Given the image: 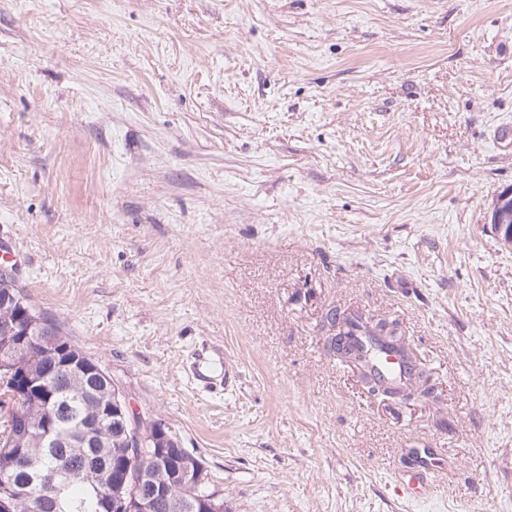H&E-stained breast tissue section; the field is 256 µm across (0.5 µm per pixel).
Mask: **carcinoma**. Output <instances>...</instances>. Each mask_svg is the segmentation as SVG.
Masks as SVG:
<instances>
[{
  "mask_svg": "<svg viewBox=\"0 0 512 512\" xmlns=\"http://www.w3.org/2000/svg\"><path fill=\"white\" fill-rule=\"evenodd\" d=\"M325 320L328 325L338 327L336 335L328 338V345L340 360L356 362L364 345L353 342L352 337L366 336L371 344L395 350L409 361L408 378L396 386H384L375 376L363 374L370 393L404 400L434 397L428 371L405 344L397 322L386 319L368 322L358 315H345L337 310L328 311ZM26 329L30 333L32 354L19 356V361L38 373L45 363L39 337L58 336L59 327L33 308L14 279L0 277V336ZM59 400L66 401L68 415L60 422V438L55 448L42 447L35 435L30 439L21 434L5 436L0 428V499H11L12 512H99L100 499L112 491V483L123 480L129 471L141 470L150 476L149 484L170 490L169 500L158 501L152 512H202L206 508L200 500L206 484H198L196 470L186 471L178 465L175 450H170V455L160 463L152 460L151 431L142 430V453L131 458L126 454V435L113 428L111 418L103 416L95 433L98 447L88 448L84 453L70 447L73 430L96 416L102 400L97 386L73 383L66 371L58 369L43 399L20 398L17 404L39 422L54 410ZM58 471L66 473L68 478L62 483L59 508L51 510L42 503L41 487L29 475Z\"/></svg>",
  "mask_w": 512,
  "mask_h": 512,
  "instance_id": "cac0c4a2",
  "label": "carcinoma"
}]
</instances>
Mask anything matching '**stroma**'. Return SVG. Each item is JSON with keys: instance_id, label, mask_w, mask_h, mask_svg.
<instances>
[{"instance_id": "1", "label": "stroma", "mask_w": 512, "mask_h": 512, "mask_svg": "<svg viewBox=\"0 0 512 512\" xmlns=\"http://www.w3.org/2000/svg\"><path fill=\"white\" fill-rule=\"evenodd\" d=\"M508 187L512 0H0V247L226 512H512ZM332 309L437 400L370 396ZM512 219V189L504 191L496 199L490 220L493 229L501 243H512V224H506V219ZM325 320L331 327H338L336 336L328 337L327 342L329 350L336 353V357L341 362L343 359H348L357 364L356 359H361L354 349L363 352L365 346L360 342H353V336L357 339L359 336H368L371 345L386 346L401 353V356L409 361L411 371L408 378L396 386H384L375 376L362 372L365 384L371 394L399 397L404 400L436 397L434 388L429 385L430 376L426 367L418 361L405 344L396 321L380 319L376 322H368L362 316H344V313L338 310H329L325 315ZM389 349L384 348L380 351L379 356L366 357L363 361L367 372L376 375L384 384H391L398 380L399 376L403 378L410 367L398 354ZM400 484L408 498L413 501H423L434 494V485L427 482L419 470H406L400 474Z\"/></svg>"}]
</instances>
